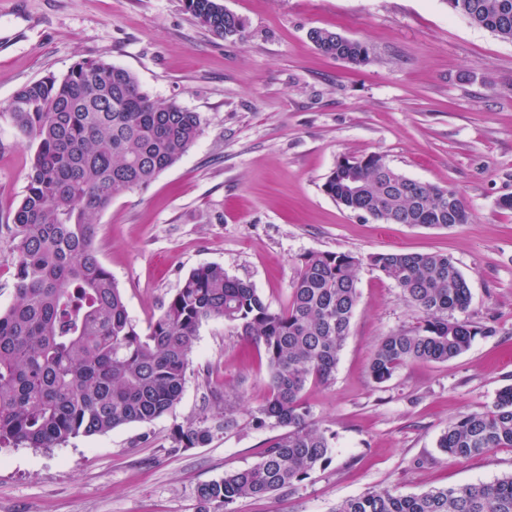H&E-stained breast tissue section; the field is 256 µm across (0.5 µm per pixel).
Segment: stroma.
<instances>
[{"label":"stroma","instance_id":"stroma-1","mask_svg":"<svg viewBox=\"0 0 512 512\" xmlns=\"http://www.w3.org/2000/svg\"><path fill=\"white\" fill-rule=\"evenodd\" d=\"M245 23L222 38L184 0H0V309L14 300L7 226L33 150L9 112L15 93L81 60L131 71L150 96L199 113L202 133L146 188L102 211L94 245L138 329L194 269L223 266L285 307L301 257L441 252L471 290V321L495 326L445 363L414 362L375 383L384 336L416 326L400 288L369 268L334 380L304 392L332 434L330 462L295 488L244 499L234 512H335L372 490L404 495L512 474V448L458 460L437 440L512 385V42L469 24L446 0H221ZM365 42L368 64L323 55L310 29ZM383 155L406 177L456 188L473 216L448 229L351 213L323 185L343 157ZM264 354L221 320L203 322L172 413L50 449H0V512H202L201 485L252 466L280 435L256 425ZM236 424L217 425L212 389ZM211 426L175 450L186 422Z\"/></svg>","mask_w":512,"mask_h":512}]
</instances>
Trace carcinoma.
I'll use <instances>...</instances> for the list:
<instances>
[{"mask_svg":"<svg viewBox=\"0 0 512 512\" xmlns=\"http://www.w3.org/2000/svg\"><path fill=\"white\" fill-rule=\"evenodd\" d=\"M451 2V10L464 12L473 26L512 41V0ZM185 8L217 36L244 33L241 18L218 0H185ZM336 37L326 28L309 32L317 49L333 58L340 49ZM9 111L34 153L9 227L18 271L14 302L0 310V446L52 448L172 412L199 326L222 319L266 357L267 396L256 423L273 419L286 428L257 463L200 487L204 504L231 512L235 501L291 489L330 461L331 437L312 420L303 395L334 377L358 304L361 265L393 282L420 314L414 328L377 342L369 362L374 382L388 381L414 361L452 360L475 337L496 333L466 318L471 292L452 257L416 252L308 254L288 305L279 310L224 267L204 265L184 278L142 332L98 258L97 216L174 165L200 136V115L150 97L131 72L104 60H83L61 77L20 87ZM351 171H333L324 184L350 212L433 228L472 221L457 190L407 178L378 154L353 160ZM353 180L362 185L357 194ZM211 436V427L195 422L173 433L179 449ZM437 447L456 459L512 448V386L502 388L486 411L450 422ZM336 512H512V475L414 495L368 491Z\"/></svg>","mask_w":512,"mask_h":512,"instance_id":"carcinoma-1","label":"carcinoma"}]
</instances>
